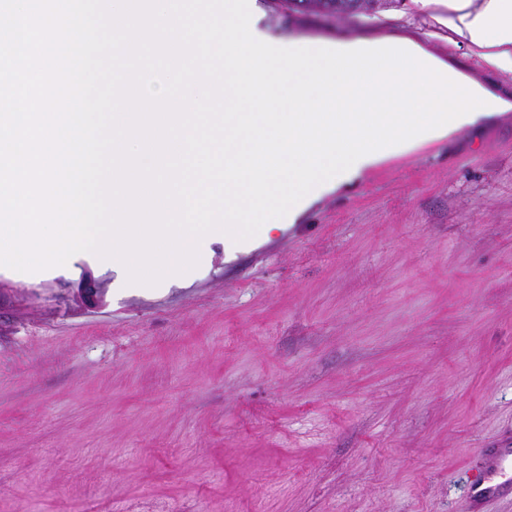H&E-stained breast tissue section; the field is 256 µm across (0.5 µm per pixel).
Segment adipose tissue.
<instances>
[{
  "label": "adipose tissue",
  "mask_w": 512,
  "mask_h": 512,
  "mask_svg": "<svg viewBox=\"0 0 512 512\" xmlns=\"http://www.w3.org/2000/svg\"><path fill=\"white\" fill-rule=\"evenodd\" d=\"M448 13L444 23L498 73L512 77V0H423Z\"/></svg>",
  "instance_id": "ef3b65f1"
}]
</instances>
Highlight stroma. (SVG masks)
Listing matches in <instances>:
<instances>
[{
    "mask_svg": "<svg viewBox=\"0 0 512 512\" xmlns=\"http://www.w3.org/2000/svg\"><path fill=\"white\" fill-rule=\"evenodd\" d=\"M294 37L406 36L512 92L420 0ZM187 283L0 271V512H468L512 448V112L388 161ZM493 477V475H484L473 479L469 501L470 510H482V507L487 500L499 494L498 486L490 484Z\"/></svg>",
    "mask_w": 512,
    "mask_h": 512,
    "instance_id": "obj_1",
    "label": "stroma"
}]
</instances>
